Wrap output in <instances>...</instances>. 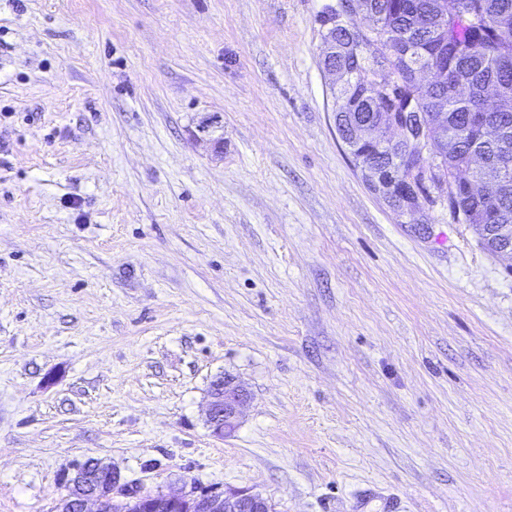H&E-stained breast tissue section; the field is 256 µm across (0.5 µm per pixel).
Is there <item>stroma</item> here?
<instances>
[{"instance_id": "35a3bbf8", "label": "stroma", "mask_w": 512, "mask_h": 512, "mask_svg": "<svg viewBox=\"0 0 512 512\" xmlns=\"http://www.w3.org/2000/svg\"><path fill=\"white\" fill-rule=\"evenodd\" d=\"M337 2L0 0V512L90 458L272 512H512V254L369 189ZM246 398V389L235 379L220 377L214 381L210 392L208 423L215 436L223 438L231 428L236 427L239 408Z\"/></svg>"}]
</instances>
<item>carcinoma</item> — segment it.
<instances>
[{"label":"carcinoma","mask_w":512,"mask_h":512,"mask_svg":"<svg viewBox=\"0 0 512 512\" xmlns=\"http://www.w3.org/2000/svg\"><path fill=\"white\" fill-rule=\"evenodd\" d=\"M365 10L379 23V37L369 46L358 45L347 28L327 26L332 17L321 16L330 37L329 61L346 74L334 92L336 122L351 132L355 115L375 117L380 109L412 100L413 111L430 117L443 115L447 124V152L428 156L424 167L442 171L448 191L454 192L453 214L474 228L479 243L491 253L512 252V0H467L473 15L457 13L458 0H364ZM446 35L444 55L438 62L453 68L466 94H455L432 83L412 78L413 66L428 65L433 38ZM396 49L407 55L393 63L397 96L375 100L365 88L363 72L370 61ZM508 88L506 104L481 114L477 103L487 93ZM354 155L369 168L393 166L409 171V160L395 147L367 152L359 145ZM480 155L489 166L505 167L508 180L487 186L479 197L462 192L460 183L474 176L471 157Z\"/></svg>","instance_id":"1"}]
</instances>
